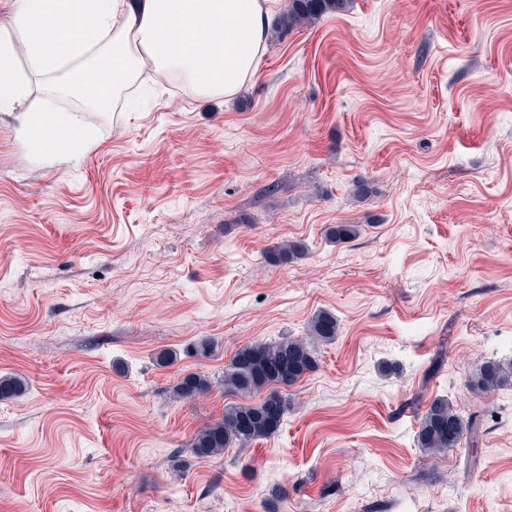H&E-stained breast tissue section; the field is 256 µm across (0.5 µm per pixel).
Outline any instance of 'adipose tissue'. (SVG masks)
<instances>
[{
  "mask_svg": "<svg viewBox=\"0 0 512 512\" xmlns=\"http://www.w3.org/2000/svg\"><path fill=\"white\" fill-rule=\"evenodd\" d=\"M0 30V109L30 99L21 133L59 148L95 143L84 115L138 84L144 69L189 85L199 97L235 95L258 73L269 25L265 0H9ZM96 41H87L86 30ZM27 73L15 68L17 56ZM66 72L52 87L83 103V114L43 111L34 79Z\"/></svg>",
  "mask_w": 512,
  "mask_h": 512,
  "instance_id": "obj_1",
  "label": "adipose tissue"
}]
</instances>
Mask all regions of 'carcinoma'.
<instances>
[{"label": "carcinoma", "mask_w": 512, "mask_h": 512, "mask_svg": "<svg viewBox=\"0 0 512 512\" xmlns=\"http://www.w3.org/2000/svg\"><path fill=\"white\" fill-rule=\"evenodd\" d=\"M349 0H288V4L272 26L271 36L281 35L311 25L321 16L343 11ZM360 225L336 224L327 229L329 239L345 243L358 237ZM308 246L302 240L284 241L271 248L276 262H288L305 256ZM308 335L301 338L286 336L272 343H254L239 349L224 366V392L246 397L265 392L255 404L234 403L224 408L221 420L198 431L192 448L199 457L219 455L235 445L266 438L281 427L288 401L281 388L295 385L304 375L314 372L318 363L316 347L336 339L338 324L329 312L321 311L310 321ZM469 388L491 394L512 388V359L488 360L481 363L468 377ZM18 378L0 377V401L9 400L22 392ZM211 382L199 374L185 376L174 394L188 397L204 393ZM480 414L463 416L446 398L434 399L422 416L417 431L418 446L431 453H443L458 447L463 435H473L479 428Z\"/></svg>", "instance_id": "cac0c4a2"}]
</instances>
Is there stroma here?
Returning <instances> with one entry per match:
<instances>
[{
    "instance_id": "obj_1",
    "label": "stroma",
    "mask_w": 512,
    "mask_h": 512,
    "mask_svg": "<svg viewBox=\"0 0 512 512\" xmlns=\"http://www.w3.org/2000/svg\"><path fill=\"white\" fill-rule=\"evenodd\" d=\"M28 106L0 111V512H512V389L467 386L512 359V0H351L233 99L143 74L67 158ZM322 310L279 431L196 456L232 356ZM438 397L476 450L418 447ZM308 246L303 240L284 241L271 248L270 254L275 262H288L305 256ZM211 382L202 375L190 374L185 376L176 386L174 394L179 397H188L197 393L208 392Z\"/></svg>"
}]
</instances>
